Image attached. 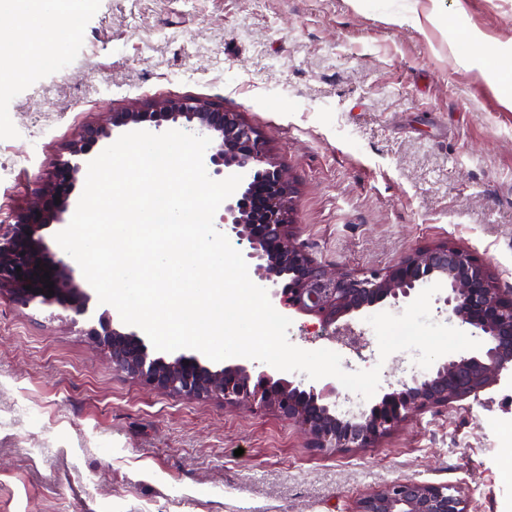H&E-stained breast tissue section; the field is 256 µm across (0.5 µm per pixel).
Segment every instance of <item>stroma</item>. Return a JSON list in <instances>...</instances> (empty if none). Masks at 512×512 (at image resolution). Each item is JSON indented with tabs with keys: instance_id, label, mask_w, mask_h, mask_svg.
I'll list each match as a JSON object with an SVG mask.
<instances>
[{
	"instance_id": "35a3bbf8",
	"label": "stroma",
	"mask_w": 512,
	"mask_h": 512,
	"mask_svg": "<svg viewBox=\"0 0 512 512\" xmlns=\"http://www.w3.org/2000/svg\"><path fill=\"white\" fill-rule=\"evenodd\" d=\"M476 31L511 49L512 0H89L59 66L0 95V226L102 109L196 98L265 137L321 265L368 274L450 243L512 288V108L503 74L461 60ZM99 307L73 323L0 291V512H355L400 479L512 512V377L376 447L321 449L273 411L144 389L86 336ZM288 340L380 367L382 393L425 374L306 316Z\"/></svg>"
}]
</instances>
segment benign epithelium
I'll return each mask as SVG.
<instances>
[{
	"label": "benign epithelium",
	"instance_id": "benign-epithelium-1",
	"mask_svg": "<svg viewBox=\"0 0 512 512\" xmlns=\"http://www.w3.org/2000/svg\"><path fill=\"white\" fill-rule=\"evenodd\" d=\"M174 125L211 139L204 154L210 177L243 176L240 189L224 201L221 223L224 234L247 242L257 285L271 303L289 315L315 318L321 332L334 335L339 321L347 328L368 308L407 302L439 283L443 296L438 301L448 319L458 321L481 347L439 362L422 379L400 383L350 418L341 410L342 394L332 382L305 390L285 377L275 379L241 364L214 370L193 354L152 358L145 341L134 331L115 327L105 310L87 335L116 370L149 390L188 398L222 396L252 409L272 410L300 427L314 447L336 449L375 447L413 414L445 407L500 382L512 366V292L496 287L478 255L445 243L416 249L382 272L325 268L296 242L295 190L270 159L265 138L240 113L194 98L167 99L145 110L104 109L99 123L69 143V158L56 162L15 223L0 232V288L10 290L17 306L57 304L72 313L73 322L89 313L91 295L77 282L71 265L50 250L43 231L65 223V214L77 202L80 175L114 130L155 134ZM47 271L54 283L52 295L42 279ZM356 512H465V506L446 486L399 480L360 499Z\"/></svg>",
	"mask_w": 512,
	"mask_h": 512
}]
</instances>
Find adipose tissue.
<instances>
[{"mask_svg":"<svg viewBox=\"0 0 512 512\" xmlns=\"http://www.w3.org/2000/svg\"><path fill=\"white\" fill-rule=\"evenodd\" d=\"M78 14L62 0H0V16L17 22L0 28V93L64 53Z\"/></svg>","mask_w":512,"mask_h":512,"instance_id":"ef3b65f1","label":"adipose tissue"}]
</instances>
